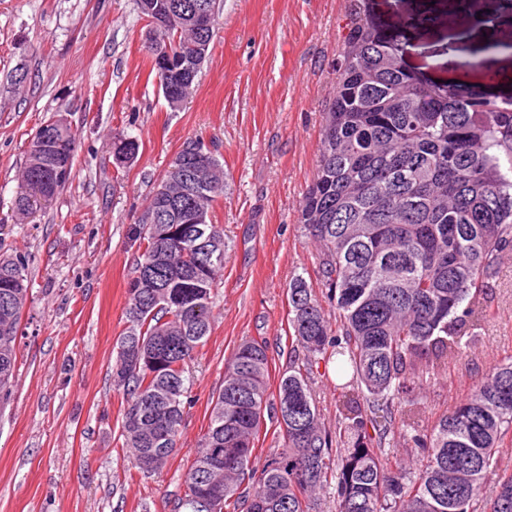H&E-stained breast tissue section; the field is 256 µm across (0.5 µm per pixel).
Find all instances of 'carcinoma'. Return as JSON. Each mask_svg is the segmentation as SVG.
I'll list each match as a JSON object with an SVG mask.
<instances>
[{
  "mask_svg": "<svg viewBox=\"0 0 512 512\" xmlns=\"http://www.w3.org/2000/svg\"><path fill=\"white\" fill-rule=\"evenodd\" d=\"M217 0H139L180 18ZM336 66V96L322 116L316 173L301 204L305 237L317 244L318 288L298 276L288 285L291 345L303 358L268 394L267 342H242L227 361L224 384L174 512H196L204 478L220 468L215 512H320L322 495L336 512H512V472L496 453L512 435V357L475 383L465 400L424 427L426 388L462 357L464 337L481 326L486 289L512 251V98L477 102L468 91L413 78L404 43L385 36L351 9ZM201 35L187 21L156 33L150 58L170 49L186 55ZM183 84L176 111L196 90L199 74L177 72ZM75 150V134L61 117L44 122ZM138 141L119 138V166L136 159ZM177 152L150 196L134 234L141 250L128 286L126 327L116 345L141 344L149 360L117 352L112 385L125 402L122 447L136 466L150 459V475L177 449L190 388V364L212 331L213 292L224 269V229L209 222V262L192 248L191 225L175 216L150 222L162 190L178 191ZM194 196L209 215L224 195L219 162ZM59 180L28 150L18 177L17 213L33 210L30 190L52 198ZM25 263L0 259V403L11 396L17 339L29 300ZM336 373V425L325 424L312 382ZM137 410L140 424L130 421ZM276 420L283 451L252 464L265 418ZM495 494L482 497L490 477Z\"/></svg>",
  "mask_w": 512,
  "mask_h": 512,
  "instance_id": "carcinoma-1",
  "label": "carcinoma"
}]
</instances>
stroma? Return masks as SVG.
Instances as JSON below:
<instances>
[{"label": "stroma", "mask_w": 512, "mask_h": 512, "mask_svg": "<svg viewBox=\"0 0 512 512\" xmlns=\"http://www.w3.org/2000/svg\"><path fill=\"white\" fill-rule=\"evenodd\" d=\"M351 5L221 0L196 91L173 112L149 74L137 0H0V258H22L32 289L12 395L0 406V512H171L238 344L267 341L277 389L294 358L288 283L316 280L299 205L316 172ZM448 31L407 26L413 72L476 94L512 90V11L499 19L504 50L482 54L478 68L469 54L440 63ZM57 115L76 137L72 175L19 219L18 173L39 126ZM120 136L140 148L119 169ZM191 139L224 167V195L210 214L224 227V276L211 335L190 366L178 448L146 476L121 448L123 399L111 367L139 254L133 230ZM488 305L467 356L428 388L426 424L512 356V263L501 262Z\"/></svg>", "instance_id": "1"}]
</instances>
